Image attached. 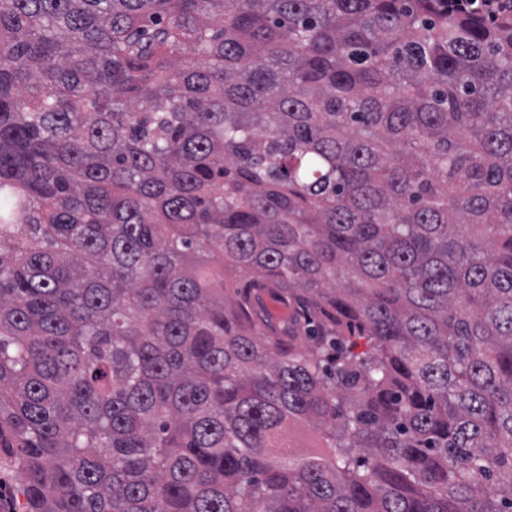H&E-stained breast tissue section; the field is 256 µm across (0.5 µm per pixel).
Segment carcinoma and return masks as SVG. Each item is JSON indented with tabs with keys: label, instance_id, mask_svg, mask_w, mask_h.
I'll return each mask as SVG.
<instances>
[{
	"label": "carcinoma",
	"instance_id": "carcinoma-1",
	"mask_svg": "<svg viewBox=\"0 0 512 512\" xmlns=\"http://www.w3.org/2000/svg\"><path fill=\"white\" fill-rule=\"evenodd\" d=\"M0 465L12 512H512V18L0 0Z\"/></svg>",
	"mask_w": 512,
	"mask_h": 512
}]
</instances>
